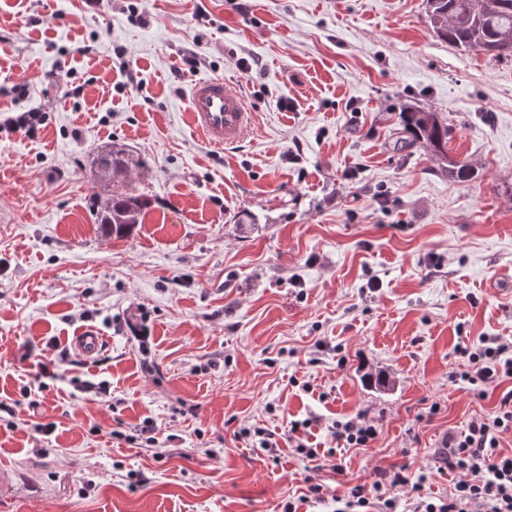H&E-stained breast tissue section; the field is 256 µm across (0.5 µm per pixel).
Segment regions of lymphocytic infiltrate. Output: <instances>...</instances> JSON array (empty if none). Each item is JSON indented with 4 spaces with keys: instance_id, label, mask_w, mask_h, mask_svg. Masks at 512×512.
<instances>
[{
    "instance_id": "obj_1",
    "label": "lymphocytic infiltrate",
    "mask_w": 512,
    "mask_h": 512,
    "mask_svg": "<svg viewBox=\"0 0 512 512\" xmlns=\"http://www.w3.org/2000/svg\"><path fill=\"white\" fill-rule=\"evenodd\" d=\"M460 353L470 362L462 378L471 388L512 379V345L486 337ZM507 433H512V390L493 415L472 420L438 449L439 462L457 475L447 495H429L426 475L412 479L401 469L382 470L371 486H352L346 497L336 498V512H512V454L500 450ZM399 488L406 489V501L397 499Z\"/></svg>"
}]
</instances>
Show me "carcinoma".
<instances>
[{"label": "carcinoma", "mask_w": 512, "mask_h": 512, "mask_svg": "<svg viewBox=\"0 0 512 512\" xmlns=\"http://www.w3.org/2000/svg\"><path fill=\"white\" fill-rule=\"evenodd\" d=\"M430 24L448 44L475 50L488 56L512 57V0H428ZM405 146L425 145L448 161V173L466 180L472 176L467 164L448 157L450 130L434 112L403 109L398 113ZM145 167L144 160L119 143L97 152L91 173V188L106 179H125L134 169ZM152 205L151 198L129 190L114 192L100 203L99 228L109 239L129 237L140 217Z\"/></svg>", "instance_id": "1"}]
</instances>
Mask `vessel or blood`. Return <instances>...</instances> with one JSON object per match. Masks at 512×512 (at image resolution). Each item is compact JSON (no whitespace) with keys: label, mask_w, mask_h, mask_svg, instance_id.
Returning <instances> with one entry per match:
<instances>
[{"label":"vessel or blood","mask_w":512,"mask_h":512,"mask_svg":"<svg viewBox=\"0 0 512 512\" xmlns=\"http://www.w3.org/2000/svg\"><path fill=\"white\" fill-rule=\"evenodd\" d=\"M189 112L196 131L217 149L238 143L257 119L243 96L219 77L195 81ZM102 346V336L92 327L82 329L72 338L73 349L89 360L96 357Z\"/></svg>","instance_id":"b4317fda"}]
</instances>
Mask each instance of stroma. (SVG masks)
Returning <instances> with one entry per match:
<instances>
[{"instance_id": "1", "label": "stroma", "mask_w": 512, "mask_h": 512, "mask_svg": "<svg viewBox=\"0 0 512 512\" xmlns=\"http://www.w3.org/2000/svg\"><path fill=\"white\" fill-rule=\"evenodd\" d=\"M130 2L0 0V113L46 114L0 132V512H281L310 481L332 512L391 467L447 494L435 449L512 389L470 390L457 351L512 343V59L437 37L427 0ZM213 76L259 115L221 150L188 110ZM406 104L475 179L395 150ZM114 141L154 204L113 241L90 169ZM361 414L376 442L337 446ZM305 418L309 468L283 439ZM45 113L41 109L32 108L22 112L8 113L2 119L0 117V129L11 132L25 131L26 134L33 135L44 124ZM103 336L93 327H86L72 338L73 349L82 357L91 360L103 346Z\"/></svg>"}]
</instances>
